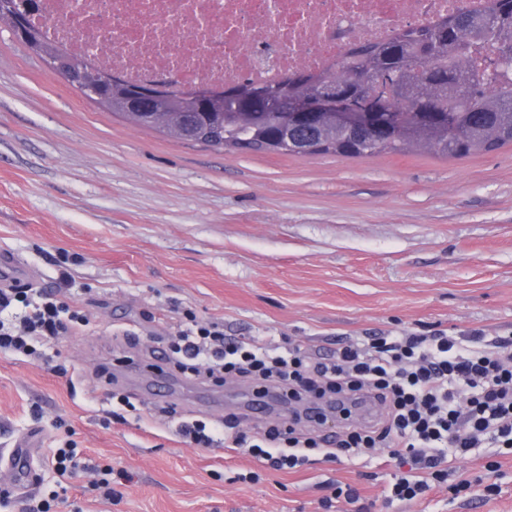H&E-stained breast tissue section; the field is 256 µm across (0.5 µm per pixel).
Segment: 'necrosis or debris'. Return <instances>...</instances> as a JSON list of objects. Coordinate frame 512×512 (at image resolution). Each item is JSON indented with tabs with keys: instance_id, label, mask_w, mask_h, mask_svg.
Masks as SVG:
<instances>
[{
	"instance_id": "obj_1",
	"label": "necrosis or debris",
	"mask_w": 512,
	"mask_h": 512,
	"mask_svg": "<svg viewBox=\"0 0 512 512\" xmlns=\"http://www.w3.org/2000/svg\"><path fill=\"white\" fill-rule=\"evenodd\" d=\"M45 36L121 78L272 83L487 0H38Z\"/></svg>"
}]
</instances>
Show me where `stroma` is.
Masks as SVG:
<instances>
[{
  "mask_svg": "<svg viewBox=\"0 0 512 512\" xmlns=\"http://www.w3.org/2000/svg\"><path fill=\"white\" fill-rule=\"evenodd\" d=\"M1 253L90 323L37 359L0 350V448L40 435L36 485L0 512L62 488L57 512H351L340 486L363 512H512L510 454L457 458L466 493L441 484L393 501L402 470L383 452L276 471L220 441L187 443L134 372L124 382L138 415L113 422L98 374L116 337L153 345L186 310L225 335L315 354L384 333L512 336V146L342 158L179 141L100 109L1 27ZM172 397L217 425L249 394L179 381ZM69 430L93 467L65 479L51 450ZM98 465L130 474L118 499L91 490Z\"/></svg>",
  "mask_w": 512,
  "mask_h": 512,
  "instance_id": "obj_1",
  "label": "stroma"
}]
</instances>
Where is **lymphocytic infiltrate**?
<instances>
[{
    "label": "lymphocytic infiltrate",
    "instance_id": "1",
    "mask_svg": "<svg viewBox=\"0 0 512 512\" xmlns=\"http://www.w3.org/2000/svg\"><path fill=\"white\" fill-rule=\"evenodd\" d=\"M28 292L15 284L0 289V312L26 307L19 330L0 325L1 350L31 356L37 343L77 334L86 325V314L70 302L48 296L33 306ZM162 363L202 384L229 378L257 383L262 398L274 391L286 400L324 399V406L304 412L307 421L322 426L321 434L273 424L253 440L243 431L241 416L228 414L224 445L277 471L384 448L407 468L392 486L400 501L444 481L449 453L512 448V337L487 341L476 333L462 343L441 331L371 336L314 356L297 345L231 338L219 323L190 315L177 336L143 355L139 367L151 371ZM329 405L338 406L346 433L327 429Z\"/></svg>",
    "mask_w": 512,
    "mask_h": 512
}]
</instances>
